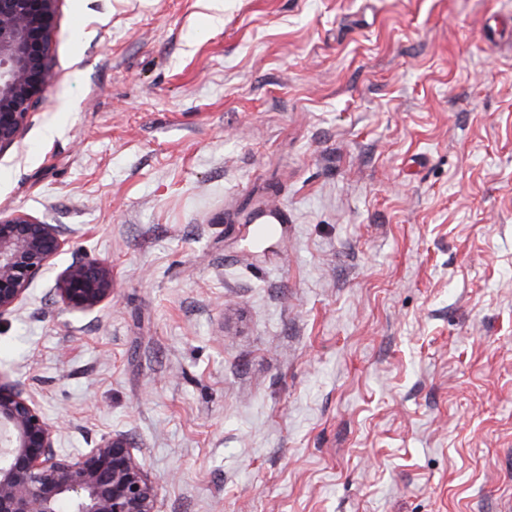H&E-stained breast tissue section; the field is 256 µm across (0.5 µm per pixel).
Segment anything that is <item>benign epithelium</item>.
I'll return each mask as SVG.
<instances>
[{
  "label": "benign epithelium",
  "mask_w": 512,
  "mask_h": 512,
  "mask_svg": "<svg viewBox=\"0 0 512 512\" xmlns=\"http://www.w3.org/2000/svg\"><path fill=\"white\" fill-rule=\"evenodd\" d=\"M57 0H0V152L22 134L54 81L51 50ZM57 224L0 210V318L18 310L29 286L63 251ZM69 311L112 298V266L79 259L57 276ZM59 427L35 393L0 373V512H158V484L123 434L75 455L55 449Z\"/></svg>",
  "instance_id": "benign-epithelium-1"
}]
</instances>
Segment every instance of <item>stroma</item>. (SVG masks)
<instances>
[{
    "label": "stroma",
    "instance_id": "obj_1",
    "mask_svg": "<svg viewBox=\"0 0 512 512\" xmlns=\"http://www.w3.org/2000/svg\"><path fill=\"white\" fill-rule=\"evenodd\" d=\"M53 58L0 209L69 243L0 372L61 452L126 434L159 512H512V0H58ZM261 217L256 220L263 219L258 225L257 232L264 235H276L279 232V225L288 223V211L286 209L277 210L272 205H268V210L259 209ZM55 293L69 311H91L112 298V266L105 260L73 261L57 276Z\"/></svg>",
    "mask_w": 512,
    "mask_h": 512
}]
</instances>
